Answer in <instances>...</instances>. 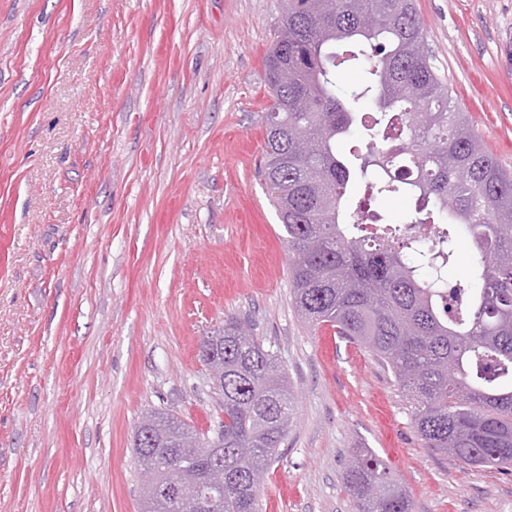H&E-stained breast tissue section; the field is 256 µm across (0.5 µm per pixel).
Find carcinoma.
Masks as SVG:
<instances>
[{
    "label": "carcinoma",
    "mask_w": 512,
    "mask_h": 512,
    "mask_svg": "<svg viewBox=\"0 0 512 512\" xmlns=\"http://www.w3.org/2000/svg\"><path fill=\"white\" fill-rule=\"evenodd\" d=\"M265 57L273 103L263 115V175L287 235L295 307L368 349L413 401L412 424L425 447L461 467L512 466V173L487 152L422 50L425 33L413 0H282ZM347 49L338 52L336 45ZM364 63V81L340 86ZM375 107L371 120L363 106ZM366 151L342 152L353 127ZM418 159L408 178L397 154ZM363 197L346 202L351 181ZM419 202L407 224L435 234L409 241L371 209L386 197ZM473 244L482 286H455L431 273L455 259L449 226ZM242 322L200 342L199 360L224 399L214 434L163 409L135 426L140 465L158 470L143 512H198L193 499L166 501L158 490L205 473L202 449L219 451L222 512H259L267 470L294 421L287 374ZM360 512H412L408 494L376 457L346 463Z\"/></svg>",
    "instance_id": "1"
}]
</instances>
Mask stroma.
Segmentation results:
<instances>
[{"label":"stroma","mask_w":512,"mask_h":512,"mask_svg":"<svg viewBox=\"0 0 512 512\" xmlns=\"http://www.w3.org/2000/svg\"><path fill=\"white\" fill-rule=\"evenodd\" d=\"M456 105L512 170V0H415ZM279 0H0V512H140L141 415L223 416L198 360L234 317L295 420L261 512H357L372 453L413 512H512V470L425 448L366 349L290 295L260 173ZM489 111H477L480 103Z\"/></svg>","instance_id":"1"}]
</instances>
